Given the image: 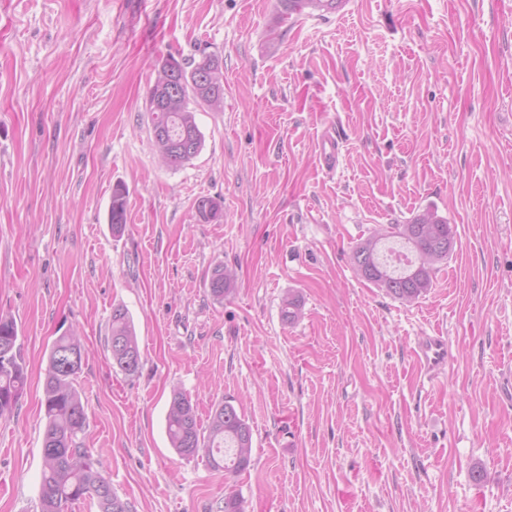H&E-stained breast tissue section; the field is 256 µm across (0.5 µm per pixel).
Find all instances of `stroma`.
<instances>
[{"label":"stroma","mask_w":512,"mask_h":512,"mask_svg":"<svg viewBox=\"0 0 512 512\" xmlns=\"http://www.w3.org/2000/svg\"><path fill=\"white\" fill-rule=\"evenodd\" d=\"M279 14L278 0H0V316L27 374L0 418V512H40L45 369L68 329L85 348L83 444L133 512H222L228 487L245 512H512V0ZM205 54L224 108L197 107L204 146L170 169L145 110L155 64ZM202 197L221 220L199 221ZM428 210L454 249L404 303L351 254ZM219 266L235 272L221 301ZM118 305L133 377L108 347ZM433 333L448 371L431 379L414 347ZM176 390L203 427L218 403L241 411L249 470L228 481L171 447ZM128 192L124 185L117 184L112 189V196L109 204L108 220L112 232L121 233L126 224ZM233 283V274L224 270L222 267H216L209 280L210 293L216 300H224V295L231 291ZM109 345L113 364L126 376L136 375L141 366V351L133 322L123 306L113 308Z\"/></svg>","instance_id":"obj_1"}]
</instances>
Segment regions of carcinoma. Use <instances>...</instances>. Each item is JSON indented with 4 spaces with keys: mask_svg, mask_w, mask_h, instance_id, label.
Instances as JSON below:
<instances>
[{
    "mask_svg": "<svg viewBox=\"0 0 512 512\" xmlns=\"http://www.w3.org/2000/svg\"><path fill=\"white\" fill-rule=\"evenodd\" d=\"M284 15L299 13L304 7L336 8V0H279ZM157 68L177 74L182 82L176 85L174 99L166 110L155 111L157 86L149 88L146 112L152 130L158 132L155 144L161 162L178 169L189 163L202 150L204 139L195 120V106L210 109L224 107V96L215 99L199 81L198 75L212 68L224 80L219 59L207 55L195 64L180 63L174 56L161 59ZM128 192L124 185L112 189L108 220L112 232L121 233L126 224ZM199 220L210 223L221 217V205L211 199H198ZM385 238L396 239L400 247L411 254L401 268L384 261L385 246L371 235L352 252L353 266L365 281L382 288L391 297L412 303L432 287L437 265L448 261L454 238L448 219L427 211L404 224H392ZM233 274L217 267L209 280L210 293L216 300L230 293ZM301 302L290 294L281 308L283 322L292 324L300 316ZM17 326L11 319L0 318V417L16 407L25 385V370L21 358ZM109 345L112 361L121 372L134 376L141 366L138 337L128 311L116 306L112 311ZM84 345L78 334L69 330L52 343L44 381L46 425L43 438L41 473V512H66L68 506L89 499L97 512H129V506L112 490V483L99 462H93L82 436L87 427V415L74 382L82 371ZM166 433L173 448L185 458L204 457L215 470L236 476L246 471L252 462V429L238 409L226 401L213 411L207 432H201L191 399L181 391L173 392L166 416Z\"/></svg>",
    "mask_w": 512,
    "mask_h": 512,
    "instance_id": "obj_1",
    "label": "carcinoma"
}]
</instances>
